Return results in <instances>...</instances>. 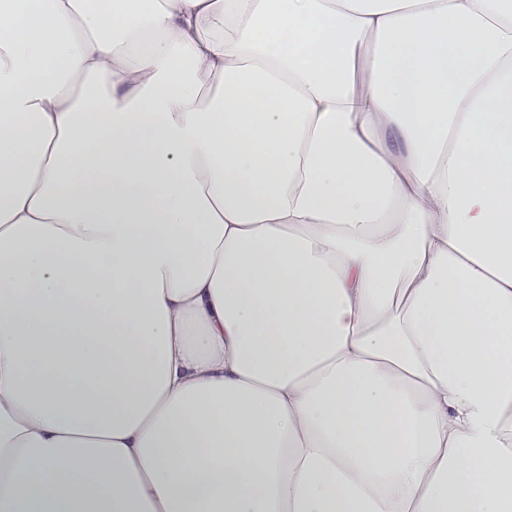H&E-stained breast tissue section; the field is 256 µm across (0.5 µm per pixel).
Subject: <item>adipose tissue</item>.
<instances>
[{"label":"adipose tissue","mask_w":512,"mask_h":512,"mask_svg":"<svg viewBox=\"0 0 512 512\" xmlns=\"http://www.w3.org/2000/svg\"><path fill=\"white\" fill-rule=\"evenodd\" d=\"M0 512H512V0H0Z\"/></svg>","instance_id":"ef3b65f1"}]
</instances>
